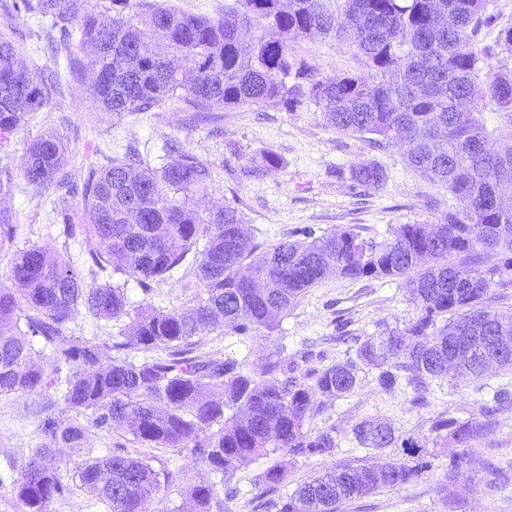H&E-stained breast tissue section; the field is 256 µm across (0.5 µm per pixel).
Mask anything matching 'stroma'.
I'll list each match as a JSON object with an SVG mask.
<instances>
[{"instance_id":"35a3bbf8","label":"stroma","mask_w":512,"mask_h":512,"mask_svg":"<svg viewBox=\"0 0 512 512\" xmlns=\"http://www.w3.org/2000/svg\"><path fill=\"white\" fill-rule=\"evenodd\" d=\"M48 22H37L16 12L12 0H0V38L14 44L30 70L51 77L54 91L41 111L29 113L12 133L0 139V169L19 173L31 140L46 130L56 131L68 146L64 171L69 184L82 185L93 168L108 166L113 158L130 155L151 165L171 160L169 146L188 151L207 163L211 180L206 190L190 194L188 204L201 218L230 204L238 208L254 230L258 244L290 239L302 226L331 233L349 226L365 236L383 238L398 224H437L447 212L460 211L464 203L421 177L405 158L402 144L391 141L371 148L366 136L342 132L331 126L322 112L301 108L286 112L266 106H244L217 111L210 121H197L178 99L147 112H104L88 92L86 77H73L64 55L48 48ZM296 53L316 66L322 75L371 74L365 57L335 37L299 39ZM277 155V165L266 162ZM374 161L387 174L383 187L357 194L350 178L352 168ZM16 227L12 238L0 239V283L6 282L18 253L41 246L62 255L89 284L111 282V271L92 266L97 242L82 229L78 198L51 185L33 187L17 181L12 194L0 200ZM70 213L73 234L64 230L63 213ZM150 297L163 308L192 303L198 280L192 269L155 279ZM417 310L406 290L396 282L351 281L328 274L283 314L277 330L257 332L243 340L222 329L205 330L195 338V354L221 361L260 360L279 345L289 354L308 355L311 367L344 360L346 346L336 339V322H348L351 332L366 336L381 327H404ZM132 320L105 321L87 309L63 328L67 337H81L111 346L131 332ZM512 390V372L489 370L482 376L449 373L432 380L427 404L412 406V394L380 391L372 375H365L346 397L326 401L311 421V428L335 427L338 446L331 459H304L284 452L274 458L250 460L231 478L238 490L229 502L230 512H266L261 506V473L276 461L288 471L280 493L297 487L323 470L326 463L358 466L370 455L351 440L352 425L362 418L392 423L397 433L420 439L429 437L431 419L439 414L460 418L477 416L492 390ZM46 399L19 394L0 395V468L22 462L43 437L41 420L50 414ZM76 419L88 426V447L96 455L121 448L133 457H148L154 468H181L189 480L205 479V468L194 465L176 448H147L118 430L92 427L89 414ZM461 463L448 468V451H437L434 467L404 488L379 492L340 505L338 512H512V409L497 415L488 436L474 448L461 449ZM67 478L70 495L52 503L51 512H108L107 506L81 485L76 470L82 453L69 451ZM494 468L496 484H487L485 471Z\"/></svg>"}]
</instances>
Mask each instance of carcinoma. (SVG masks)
Returning <instances> with one entry per match:
<instances>
[{"mask_svg": "<svg viewBox=\"0 0 512 512\" xmlns=\"http://www.w3.org/2000/svg\"><path fill=\"white\" fill-rule=\"evenodd\" d=\"M339 2V10L332 2ZM19 12L51 18L72 72L90 71V95L105 112H147L185 90L192 112L243 106L294 111L312 104L338 130L366 134L374 147L398 139L421 176L467 201L439 224H399L382 240L352 229L294 232L257 252L251 228L230 204L203 219L187 204L205 189L208 167L193 154L151 167L116 158L90 169L81 191L86 229L100 246L92 265L121 278L88 286L63 259L39 246L20 253L10 285L0 287V395L44 396L53 388L60 414L42 420L43 444L12 465L0 489L20 512H50L70 491L62 449L82 450L87 428L64 413H90L100 429H119L148 448H180L213 475L225 500L236 495L230 478L243 461L280 450L295 457H330L334 428L312 431L308 422L323 403L345 397L361 373L376 369L377 385L393 391L405 379L426 405L427 380L448 374L453 347L465 345L461 371L481 375L488 364L512 370V358L485 359L487 336L512 335V319L493 306V288H512V68L486 61L512 57V23L495 45L483 29L499 16L488 0H227L224 16L207 18L144 0H110L112 15L91 0H14ZM445 15L449 28L437 26ZM254 30L248 41L242 28ZM335 36L370 63L369 78L321 77L299 57L301 38ZM91 48L87 60L75 50ZM52 88L22 64L14 45L0 41V136L45 107ZM498 112L490 126L487 105ZM67 147L53 132L33 140L21 168L32 185H66ZM353 188L379 189L383 169L374 162L351 170ZM188 264L201 294L171 310L130 301L129 284L143 295L157 277ZM333 270L348 280H400L417 316L404 328L385 327L354 338L345 360L298 376V361L272 352L256 367L244 360L189 356L192 338L224 323L249 336L279 327L288 306ZM99 319L133 317V334L114 350L165 347L167 357L140 365L106 356L101 346L68 338L62 327L79 306ZM53 364L47 374L44 358ZM512 406V393L494 392L469 419L436 416L434 443L471 448L496 415ZM354 440L373 456L358 467L332 465L294 493L273 499L276 512H337L338 504L396 490L430 471L435 454L414 437L400 438L386 422L362 419ZM399 448L411 462L386 453ZM86 490L110 512H146L172 486L186 485L197 512L224 510L217 482L184 483L181 469H155L120 449L90 456L77 471ZM280 464L261 476L265 490L285 483Z\"/></svg>", "mask_w": 512, "mask_h": 512, "instance_id": "obj_1", "label": "carcinoma"}]
</instances>
